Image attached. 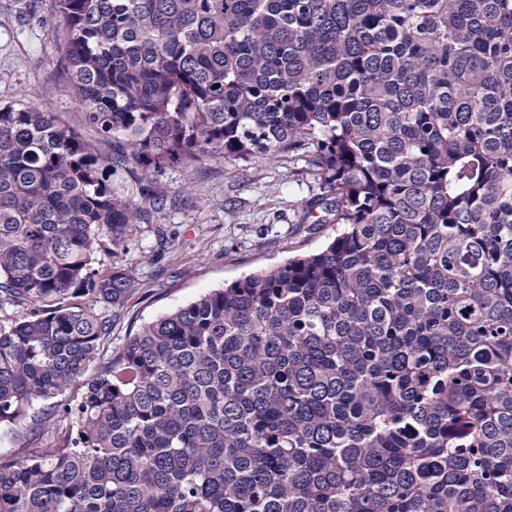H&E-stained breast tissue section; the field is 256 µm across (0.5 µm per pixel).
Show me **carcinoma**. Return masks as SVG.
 <instances>
[{"mask_svg": "<svg viewBox=\"0 0 512 512\" xmlns=\"http://www.w3.org/2000/svg\"><path fill=\"white\" fill-rule=\"evenodd\" d=\"M54 12L96 137L0 103V424L67 431L0 458V512H512V0ZM296 156L341 232L107 351L134 279L95 256L165 170Z\"/></svg>", "mask_w": 512, "mask_h": 512, "instance_id": "1", "label": "carcinoma"}]
</instances>
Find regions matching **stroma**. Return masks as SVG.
Wrapping results in <instances>:
<instances>
[{"mask_svg":"<svg viewBox=\"0 0 512 512\" xmlns=\"http://www.w3.org/2000/svg\"><path fill=\"white\" fill-rule=\"evenodd\" d=\"M59 22L52 0H0V102L49 104L73 125L81 114L56 77L51 29ZM162 182L178 203L137 225L127 245L98 254L100 268L131 267L135 287L112 317L109 349L124 343L131 324H141L185 305L288 256L322 249L333 224L300 226L303 208L318 183L303 161L232 160L209 169L173 167Z\"/></svg>","mask_w":512,"mask_h":512,"instance_id":"stroma-1","label":"stroma"}]
</instances>
